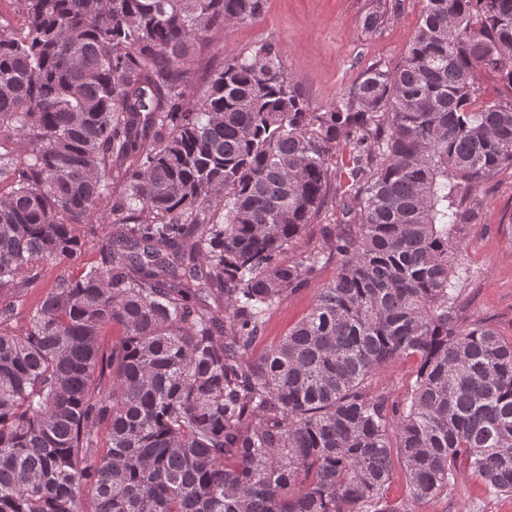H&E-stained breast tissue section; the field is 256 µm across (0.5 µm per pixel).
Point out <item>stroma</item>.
<instances>
[{"instance_id": "obj_1", "label": "stroma", "mask_w": 512, "mask_h": 512, "mask_svg": "<svg viewBox=\"0 0 512 512\" xmlns=\"http://www.w3.org/2000/svg\"><path fill=\"white\" fill-rule=\"evenodd\" d=\"M386 0H266L262 14L246 23L225 27L215 39L196 47L200 70L193 81L203 96L210 72L230 56L270 41L276 44L288 76L298 85L311 109L322 110L356 84L365 68L379 63L397 66L407 53L423 10V0H402L379 34L366 37L362 20ZM486 204L480 223L467 231L461 318L483 319L504 337L512 336V168L499 171L484 186ZM335 264L319 269L311 284L287 296L272 311L254 354L275 345L310 310L317 288L332 281ZM416 358L380 368L372 390L404 398L415 380ZM410 512H512V498L499 497L483 481L461 470L451 490L414 503Z\"/></svg>"}]
</instances>
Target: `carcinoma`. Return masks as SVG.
<instances>
[{
  "mask_svg": "<svg viewBox=\"0 0 512 512\" xmlns=\"http://www.w3.org/2000/svg\"><path fill=\"white\" fill-rule=\"evenodd\" d=\"M16 3L0 512H407L384 495L396 462L416 503L462 466L512 496V338L458 314L462 233L512 168V0H426L403 60L321 112L271 42L194 98L196 44L265 0ZM328 206L337 231L286 259ZM331 260L310 312L252 356ZM52 264L74 271L24 307ZM410 356L407 398L369 389ZM335 274L336 262L333 261L320 268L310 284L287 296L275 307L262 337L254 345L253 355L258 356L275 345L289 328L303 318L312 306L316 289L331 282Z\"/></svg>",
  "mask_w": 512,
  "mask_h": 512,
  "instance_id": "1",
  "label": "carcinoma"
}]
</instances>
